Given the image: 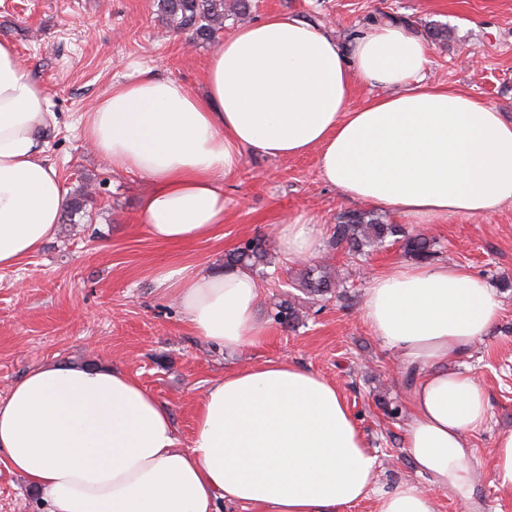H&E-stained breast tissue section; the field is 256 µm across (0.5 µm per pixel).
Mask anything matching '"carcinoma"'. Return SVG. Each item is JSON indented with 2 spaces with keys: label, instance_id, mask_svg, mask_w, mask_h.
I'll return each instance as SVG.
<instances>
[{
  "label": "carcinoma",
  "instance_id": "1",
  "mask_svg": "<svg viewBox=\"0 0 512 512\" xmlns=\"http://www.w3.org/2000/svg\"><path fill=\"white\" fill-rule=\"evenodd\" d=\"M159 11L166 27L175 32H189L194 39L211 41L224 31V21L234 14H248L249 0H234L233 10L226 9V0H157ZM391 238L401 243L409 258L427 263L437 254L436 239L420 230H409L403 224H387L370 210H350L337 217L333 228L336 247L344 249L347 262L353 263L369 255V249L378 247ZM268 242L264 238H253L236 248L226 257L229 266L256 267L263 263ZM302 287L314 295H327L334 284L318 268H311L302 278ZM274 320L294 328L303 322V314L293 303L284 301L274 314Z\"/></svg>",
  "mask_w": 512,
  "mask_h": 512
}]
</instances>
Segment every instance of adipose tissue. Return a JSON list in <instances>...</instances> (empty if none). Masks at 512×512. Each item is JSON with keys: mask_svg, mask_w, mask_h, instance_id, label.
<instances>
[{"mask_svg": "<svg viewBox=\"0 0 512 512\" xmlns=\"http://www.w3.org/2000/svg\"><path fill=\"white\" fill-rule=\"evenodd\" d=\"M427 44L397 22L341 43L286 14L235 28L211 53L203 93L140 66L114 82L85 120L92 149L150 185L148 235L188 242L224 221V184L245 154L317 152L323 178L350 200L409 224L512 205V122L459 87L428 84ZM378 88L353 104V86ZM57 124L44 86L0 43V268L19 266L53 235L68 206L47 164ZM323 226L297 217L277 245L303 261ZM195 336L235 350L258 344L260 285L249 272L159 268ZM496 292L448 263L373 275L363 318L399 354L413 413L403 446L428 488L403 481L378 512H434L432 494L468 498L464 437L489 401L449 371L498 322ZM0 456L49 512H342L373 492L371 454L336 383L285 359L226 370L200 397L192 445L179 447L166 404L123 369L35 367L0 400Z\"/></svg>", "mask_w": 512, "mask_h": 512, "instance_id": "1", "label": "adipose tissue"}]
</instances>
